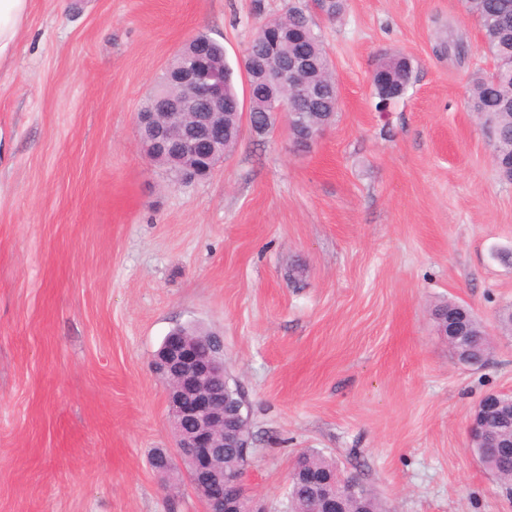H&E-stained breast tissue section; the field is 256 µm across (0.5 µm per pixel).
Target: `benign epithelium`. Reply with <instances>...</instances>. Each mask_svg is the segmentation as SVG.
<instances>
[{
  "label": "benign epithelium",
  "instance_id": "1",
  "mask_svg": "<svg viewBox=\"0 0 512 512\" xmlns=\"http://www.w3.org/2000/svg\"><path fill=\"white\" fill-rule=\"evenodd\" d=\"M167 67L170 80L183 88L180 97L157 92L146 108L136 113L141 147L150 159L165 156L180 167L187 178L199 176L198 163L210 172L224 161V113L239 116L245 106H253L252 88H247V103L224 94V68L214 61L212 41L195 36ZM248 73L262 69L268 85L282 90L285 97L274 112L285 115L294 101L308 108L321 99L323 89L304 80L303 58L286 63L272 61L259 66L248 52L240 61ZM474 315L458 304L448 312V321L439 335L448 342L456 360L468 366H481L485 358L473 354L469 338ZM202 337L193 329H175L164 340L151 360L152 372L163 382L174 429L172 456L161 454L154 466L173 469L177 461L188 465V476L195 490H219L221 495L205 497V512H265L250 494L246 471L240 469L235 480H224V447L241 449L249 456L251 439L246 436L249 417L245 401H240L233 416L224 411V401L211 390V384L228 382L224 356L200 353ZM470 444L479 461L506 449L512 450V396L496 391L485 394L477 404L468 425ZM290 475L304 480L316 490L319 512H347L342 484L347 477L323 475L305 462L293 463Z\"/></svg>",
  "mask_w": 512,
  "mask_h": 512
}]
</instances>
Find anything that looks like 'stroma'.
<instances>
[{"label": "stroma", "instance_id": "obj_1", "mask_svg": "<svg viewBox=\"0 0 512 512\" xmlns=\"http://www.w3.org/2000/svg\"><path fill=\"white\" fill-rule=\"evenodd\" d=\"M301 9L332 61L336 118L307 152L284 118L243 124L224 162L176 180L134 116L203 32L236 63L259 24ZM412 64L376 108L379 58ZM463 0H31L0 60V512H203L173 452L149 367L174 327L224 340L250 408L247 476L283 512L315 450L384 512H512L467 423L512 394V184L467 107L491 74ZM472 308L492 341L459 364L435 302Z\"/></svg>", "mask_w": 512, "mask_h": 512}]
</instances>
